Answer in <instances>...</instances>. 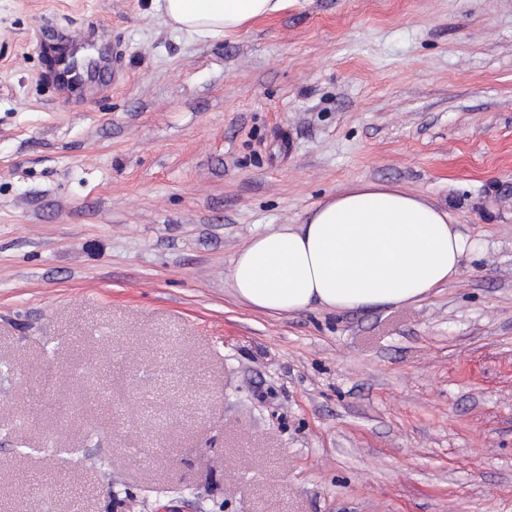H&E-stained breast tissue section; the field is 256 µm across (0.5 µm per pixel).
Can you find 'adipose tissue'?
Listing matches in <instances>:
<instances>
[{"mask_svg":"<svg viewBox=\"0 0 512 512\" xmlns=\"http://www.w3.org/2000/svg\"><path fill=\"white\" fill-rule=\"evenodd\" d=\"M291 0H154L168 25L217 39ZM467 242L448 212L400 187L359 182L301 224H271L234 256L232 289L269 314L414 304L458 272Z\"/></svg>","mask_w":512,"mask_h":512,"instance_id":"obj_1","label":"adipose tissue"}]
</instances>
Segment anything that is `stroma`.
<instances>
[{
  "label": "stroma",
  "mask_w": 512,
  "mask_h": 512,
  "mask_svg": "<svg viewBox=\"0 0 512 512\" xmlns=\"http://www.w3.org/2000/svg\"><path fill=\"white\" fill-rule=\"evenodd\" d=\"M121 86L64 98L46 34ZM358 182L467 240L411 305L267 314L231 261ZM0 512H512V0H0ZM168 25L191 39H217L271 16L291 0H153Z\"/></svg>",
  "instance_id": "1"
}]
</instances>
